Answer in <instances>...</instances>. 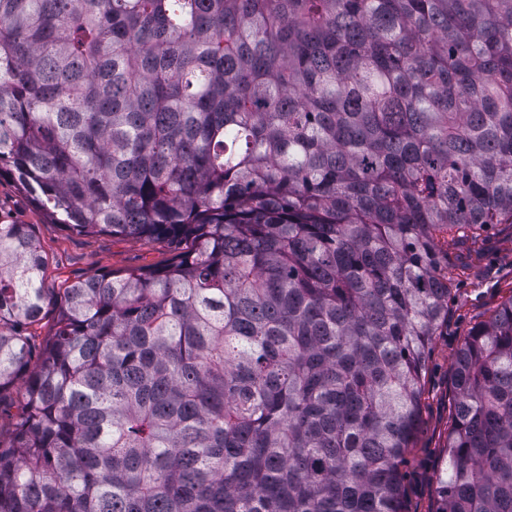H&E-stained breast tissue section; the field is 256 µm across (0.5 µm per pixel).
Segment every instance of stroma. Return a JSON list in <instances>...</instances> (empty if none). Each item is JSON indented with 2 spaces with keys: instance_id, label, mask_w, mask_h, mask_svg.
<instances>
[{
  "instance_id": "1",
  "label": "stroma",
  "mask_w": 512,
  "mask_h": 512,
  "mask_svg": "<svg viewBox=\"0 0 512 512\" xmlns=\"http://www.w3.org/2000/svg\"><path fill=\"white\" fill-rule=\"evenodd\" d=\"M0 221L32 225L48 259V277L58 282L107 270L161 265L173 254L161 240L70 234L45 217L7 176L0 177ZM483 236L488 256L479 266L466 267V249L451 254L457 291L448 302L447 327L430 344L417 437L405 468L407 512H432L434 507L436 473L450 427L454 353L475 323L512 297V224L491 225Z\"/></svg>"
}]
</instances>
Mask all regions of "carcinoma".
Segmentation results:
<instances>
[{"mask_svg":"<svg viewBox=\"0 0 512 512\" xmlns=\"http://www.w3.org/2000/svg\"><path fill=\"white\" fill-rule=\"evenodd\" d=\"M3 174L174 255L55 287L0 222V512H404L448 252L512 224V0H0ZM452 386L434 512H512V297Z\"/></svg>","mask_w":512,"mask_h":512,"instance_id":"carcinoma-1","label":"carcinoma"}]
</instances>
